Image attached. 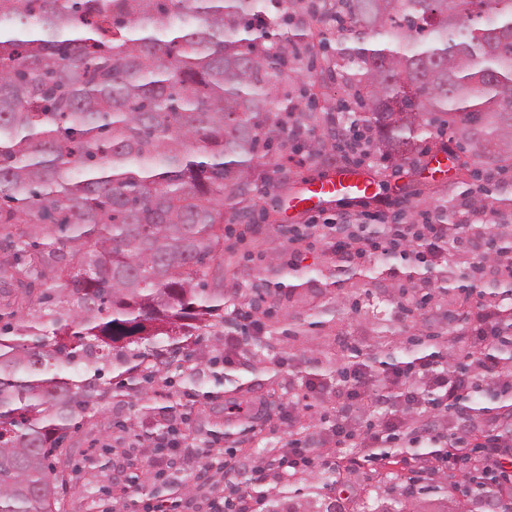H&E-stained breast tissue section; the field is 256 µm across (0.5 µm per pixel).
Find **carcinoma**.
<instances>
[{
  "instance_id": "carcinoma-1",
  "label": "carcinoma",
  "mask_w": 512,
  "mask_h": 512,
  "mask_svg": "<svg viewBox=\"0 0 512 512\" xmlns=\"http://www.w3.org/2000/svg\"><path fill=\"white\" fill-rule=\"evenodd\" d=\"M0 0V512H55L62 448L78 419L118 388L149 384L182 340L224 319L207 263L224 245V207L251 208L258 160L318 121L281 77L302 76L310 44L275 28L332 7L336 80L361 109L348 130L384 158L424 154L451 130L494 172L512 168V0ZM356 66L354 72L343 65ZM448 345L472 286L454 273ZM502 300L512 336V278ZM443 343L387 350L384 365ZM406 453L387 454L388 480ZM391 503L326 512H414L457 478L411 483Z\"/></svg>"
}]
</instances>
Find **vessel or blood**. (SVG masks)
<instances>
[{
	"instance_id": "b4317fda",
	"label": "vessel or blood",
	"mask_w": 512,
	"mask_h": 512,
	"mask_svg": "<svg viewBox=\"0 0 512 512\" xmlns=\"http://www.w3.org/2000/svg\"><path fill=\"white\" fill-rule=\"evenodd\" d=\"M377 187L374 180L362 172L345 169L308 183L303 195L295 197L293 208L304 212L314 211L333 202H359L375 197Z\"/></svg>"
}]
</instances>
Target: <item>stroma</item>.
<instances>
[{"instance_id":"1","label":"stroma","mask_w":512,"mask_h":512,"mask_svg":"<svg viewBox=\"0 0 512 512\" xmlns=\"http://www.w3.org/2000/svg\"><path fill=\"white\" fill-rule=\"evenodd\" d=\"M292 148L262 158L259 164L268 181L257 184L252 196L259 224L248 237L249 245L227 248L210 262V281L224 290L236 307L247 306L254 296L252 286L265 281L266 315L260 316L261 331H247L239 356L232 364L222 363L227 323H213L201 335L189 340L192 359L172 367L167 380H155L147 389H121L102 402L97 410L85 415L78 430L64 446L74 473L60 500L59 512H101L102 486L112 480V463L121 452L122 440L133 439L146 423L161 419V407L180 406L191 417L190 428L201 439L225 431L224 400L228 396H256L266 400L270 417L256 423L252 440L241 443L243 456L257 460L267 450L284 447L288 429L279 414L297 392L302 377L314 372L332 378L337 364L343 363L338 337H346L363 353H374L387 344L404 340L419 331H439L445 326L444 315L449 299L437 296L421 318L398 320L395 307L399 295L394 276L384 272L377 278L352 277L343 289H336V259L319 246L304 254L306 275L301 287L281 288L284 270L281 261L288 255V241L279 236L278 225L304 224L309 214L289 210V198L307 182L331 174L343 162L333 150L299 163ZM447 152L429 153L419 165H407L400 171L377 164L375 175L382 197L390 200L411 199L416 186L429 183L437 193L429 208L454 207L459 197L454 172L445 177H431L436 160L447 159ZM359 298L362 307L353 310L350 297ZM322 320L317 329L306 328V321ZM298 328L297 338H289V328ZM302 488V495L291 494V487ZM258 512H325L337 493L323 487L319 472L297 475L283 481L273 491L255 486Z\"/></svg>"}]
</instances>
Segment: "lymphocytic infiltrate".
<instances>
[{"label":"lymphocytic infiltrate","instance_id":"1","mask_svg":"<svg viewBox=\"0 0 512 512\" xmlns=\"http://www.w3.org/2000/svg\"><path fill=\"white\" fill-rule=\"evenodd\" d=\"M489 222L486 210L461 202L451 221L424 211L414 224H401L387 210L344 213L336 218L311 219L307 224H282L278 231L287 236L295 256L289 270H301L300 252L321 244L335 253L344 267L362 268L383 261L393 265L419 263L435 270L448 266V248L463 245L469 273L489 281L512 276V257L503 258L492 249L488 238L470 234L474 224ZM499 306L476 302L460 341L462 350L480 353L479 362L459 369L448 361V353L436 349L414 362L375 370L358 364L350 367L335 386L318 376L305 379L308 394L318 399L335 397L336 412L329 431L311 443L298 430L300 414L291 409L283 421L294 425L288 449L253 466L246 486L231 494L211 493L206 512H257L248 484H277L311 470L315 461L335 466L340 449H353L355 468L385 466L383 449L403 443L434 448L432 466L412 464L423 475L429 470L456 468L464 485L477 487V505L491 503L490 512H512V434L496 432L491 424L471 420L461 409L463 397L487 390L512 388V375L505 372L489 349L495 343ZM372 403L385 414L377 420H360L364 403ZM165 429L152 433V457H142L137 443H128L118 456L114 477L106 493L113 503L132 501L137 512H194L196 503L185 493L186 481L204 488L211 481L208 466L198 459L206 452L199 442L180 428L185 416L171 415Z\"/></svg>","mask_w":512,"mask_h":512}]
</instances>
